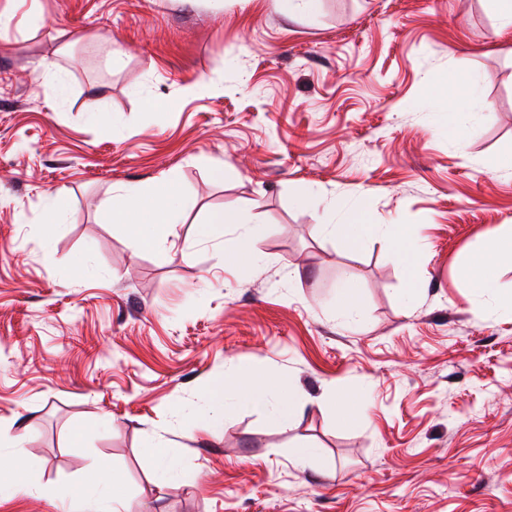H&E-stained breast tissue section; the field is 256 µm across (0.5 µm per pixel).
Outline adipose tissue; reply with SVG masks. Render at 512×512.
Returning a JSON list of instances; mask_svg holds the SVG:
<instances>
[{"mask_svg":"<svg viewBox=\"0 0 512 512\" xmlns=\"http://www.w3.org/2000/svg\"><path fill=\"white\" fill-rule=\"evenodd\" d=\"M101 215L108 223L132 225L129 238L132 251H140L151 239L168 241L175 237L178 222L175 186L167 179L147 188L120 187L113 193L111 202L105 205ZM231 224L241 227L242 233L228 250V257L235 260L251 259L252 244L261 235L262 227L243 213L223 209L212 211L200 226L198 235L203 240L220 239L224 236L225 228ZM319 232L353 248L362 247L377 236L387 237L407 281L405 302L410 305L416 301L417 265L421 253L416 230L378 223L361 207L354 206L347 209L343 223L320 225ZM503 261L512 262V234L489 238L483 250L461 268L460 275L483 295L500 304L512 306V289L503 287L496 275V267ZM268 387L269 382L265 377L236 370L212 384L211 405L213 409H223L225 396L231 394L241 401L260 406L267 400Z\"/></svg>","mask_w":512,"mask_h":512,"instance_id":"adipose-tissue-1","label":"adipose tissue"}]
</instances>
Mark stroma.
I'll list each match as a JSON object with an SVG mask.
<instances>
[{
	"label": "stroma",
	"instance_id": "obj_1",
	"mask_svg": "<svg viewBox=\"0 0 512 512\" xmlns=\"http://www.w3.org/2000/svg\"><path fill=\"white\" fill-rule=\"evenodd\" d=\"M450 77L459 147L433 128ZM509 156L490 0H25L0 31V436L41 465L0 512H70L43 489L99 461L125 512H512V312L459 275L512 231ZM169 176L176 242L132 252L101 208ZM355 204L422 231L413 306L389 241L319 235ZM219 209L262 224L255 264L226 266L237 228L200 241ZM236 366L304 393L290 425L230 401L188 431ZM358 392L366 417L340 419Z\"/></svg>",
	"mask_w": 512,
	"mask_h": 512
}]
</instances>
